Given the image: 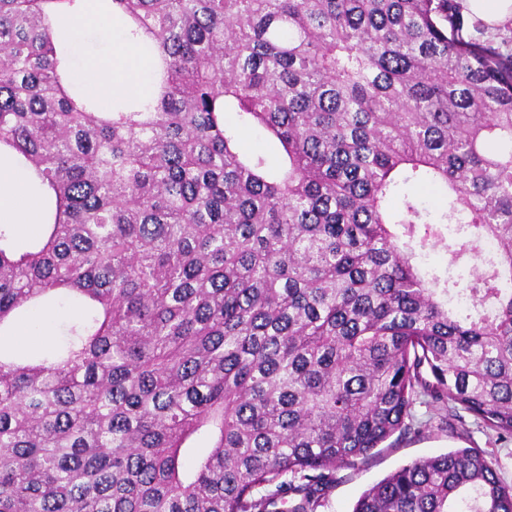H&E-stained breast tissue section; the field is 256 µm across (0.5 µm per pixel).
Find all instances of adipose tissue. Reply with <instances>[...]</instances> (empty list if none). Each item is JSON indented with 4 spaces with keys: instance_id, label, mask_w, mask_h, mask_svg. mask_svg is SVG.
Segmentation results:
<instances>
[{
    "instance_id": "ef3b65f1",
    "label": "adipose tissue",
    "mask_w": 512,
    "mask_h": 512,
    "mask_svg": "<svg viewBox=\"0 0 512 512\" xmlns=\"http://www.w3.org/2000/svg\"><path fill=\"white\" fill-rule=\"evenodd\" d=\"M87 2L83 12L59 14L53 21L55 42L66 47L72 64L70 94L95 98L103 112L111 111L113 101L122 95L152 97V59L126 40L119 25L99 27L100 0ZM48 198L46 188L28 169L0 161L1 224L40 222Z\"/></svg>"
}]
</instances>
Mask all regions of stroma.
Segmentation results:
<instances>
[{"label":"stroma","instance_id":"stroma-1","mask_svg":"<svg viewBox=\"0 0 512 512\" xmlns=\"http://www.w3.org/2000/svg\"><path fill=\"white\" fill-rule=\"evenodd\" d=\"M414 415L426 424L424 430L392 436L383 447L364 460L337 468L336 478L317 512H352L360 495L401 466L416 459L446 453L452 442L482 448L496 462L501 479L512 484V439L497 440L483 432L470 415L448 423L425 404L416 405Z\"/></svg>","mask_w":512,"mask_h":512}]
</instances>
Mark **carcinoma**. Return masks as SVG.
Wrapping results in <instances>:
<instances>
[{
  "mask_svg": "<svg viewBox=\"0 0 512 512\" xmlns=\"http://www.w3.org/2000/svg\"><path fill=\"white\" fill-rule=\"evenodd\" d=\"M52 1L75 5L0 0V157L53 192L36 237L0 224V512H316L419 395L512 438V19L112 0L159 94L99 112L63 86ZM62 303L61 342L14 345ZM352 512H512V485L469 446ZM241 147L248 153L263 154L271 167H276L280 161V151L259 129L244 130L241 134Z\"/></svg>",
  "mask_w": 512,
  "mask_h": 512,
  "instance_id": "obj_1",
  "label": "carcinoma"
}]
</instances>
